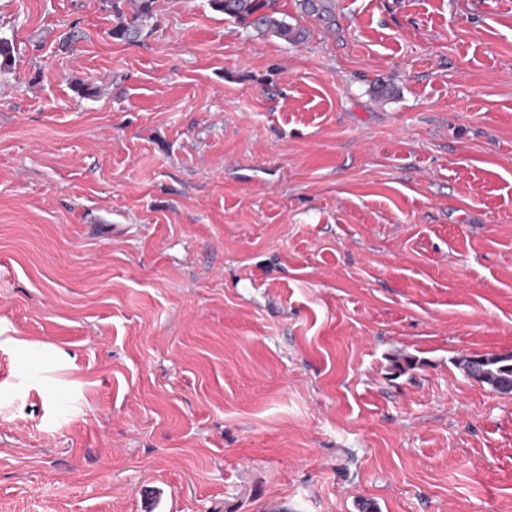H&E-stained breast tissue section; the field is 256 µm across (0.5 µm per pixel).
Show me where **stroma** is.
<instances>
[{
  "label": "stroma",
  "mask_w": 512,
  "mask_h": 512,
  "mask_svg": "<svg viewBox=\"0 0 512 512\" xmlns=\"http://www.w3.org/2000/svg\"><path fill=\"white\" fill-rule=\"evenodd\" d=\"M279 11L0 0V512H512V0ZM137 11L131 18H123L119 14V22L112 28L111 36L115 39L133 41L137 39L142 31L144 22L151 16V0H141ZM210 6L260 33L274 36L293 43L299 39V32L293 25L277 17L278 0H208ZM484 355L480 354L477 358L481 359ZM485 356L483 361H478L475 355H464L457 359L456 365L468 378L487 384L498 393H512V354Z\"/></svg>",
  "instance_id": "obj_1"
}]
</instances>
